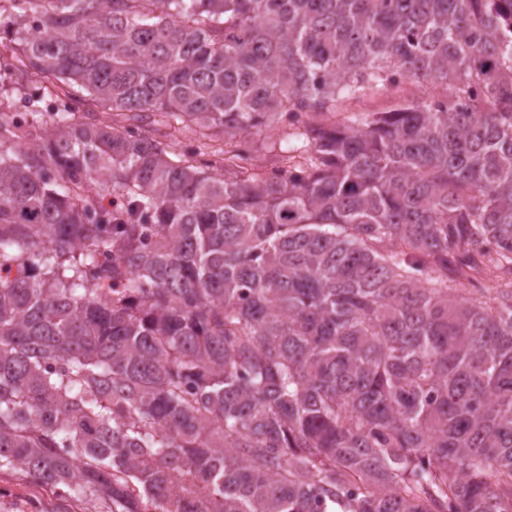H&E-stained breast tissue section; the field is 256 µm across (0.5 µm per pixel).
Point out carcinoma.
I'll list each match as a JSON object with an SVG mask.
<instances>
[{"mask_svg":"<svg viewBox=\"0 0 512 512\" xmlns=\"http://www.w3.org/2000/svg\"><path fill=\"white\" fill-rule=\"evenodd\" d=\"M3 13L39 87L0 110V470L105 512H512V0ZM402 78L450 93L266 171L143 133Z\"/></svg>","mask_w":512,"mask_h":512,"instance_id":"obj_1","label":"carcinoma"}]
</instances>
